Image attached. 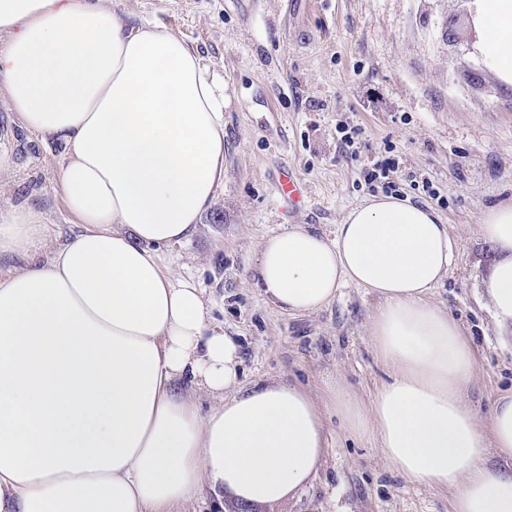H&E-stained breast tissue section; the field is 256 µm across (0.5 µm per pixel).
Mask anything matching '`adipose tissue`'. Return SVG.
<instances>
[{
    "instance_id": "1",
    "label": "adipose tissue",
    "mask_w": 512,
    "mask_h": 512,
    "mask_svg": "<svg viewBox=\"0 0 512 512\" xmlns=\"http://www.w3.org/2000/svg\"><path fill=\"white\" fill-rule=\"evenodd\" d=\"M477 49L512 84V0H477ZM0 95L63 143L61 187L79 230L46 261L43 214L0 210V512H182L204 489L282 502L328 448L322 406L375 440L408 481L453 491L451 512H512V388L486 417L466 398L473 345L431 300L455 262L430 208L380 195L334 236L263 238L257 286L288 314L347 282L375 293L374 350L391 370L368 402L318 405L278 382L242 389L237 342L203 293L163 272L224 183V84L159 26L99 0H0ZM487 283L512 327V203L487 208ZM216 399L201 414L193 391Z\"/></svg>"
}]
</instances>
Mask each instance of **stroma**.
I'll return each instance as SVG.
<instances>
[{
	"instance_id": "1",
	"label": "stroma",
	"mask_w": 512,
	"mask_h": 512,
	"mask_svg": "<svg viewBox=\"0 0 512 512\" xmlns=\"http://www.w3.org/2000/svg\"><path fill=\"white\" fill-rule=\"evenodd\" d=\"M196 49L224 80V185L187 243L161 249L166 273L193 280L211 315L241 345L244 385L294 381L316 401L331 383L359 401L388 376L368 321L378 298L343 284L328 306L303 314L268 305L256 285L261 240L300 225L333 236L374 190L363 172L394 153L398 194L434 209L458 258L432 294L471 338L469 403L485 412L512 386V330L485 288L493 259L480 233L486 208L512 199V85L477 53L449 66L442 28L454 0H101ZM356 127L354 146L339 127ZM0 209L38 205L46 250L77 229L60 184L63 148L0 105ZM285 168L310 186L304 210L282 208ZM429 179L435 190L417 189ZM329 448L315 476L259 512H450L453 492L397 475L375 441L327 415Z\"/></svg>"
}]
</instances>
